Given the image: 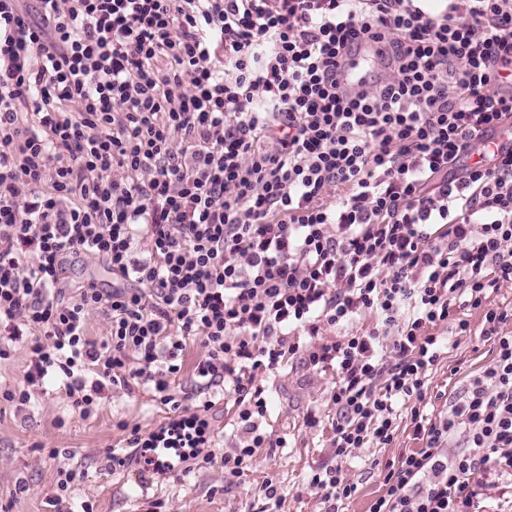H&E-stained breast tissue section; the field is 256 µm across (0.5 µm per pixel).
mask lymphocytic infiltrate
Instances as JSON below:
<instances>
[{
  "label": "lymphocytic infiltrate",
  "instance_id": "lymphocytic-infiltrate-1",
  "mask_svg": "<svg viewBox=\"0 0 512 512\" xmlns=\"http://www.w3.org/2000/svg\"><path fill=\"white\" fill-rule=\"evenodd\" d=\"M362 39L387 51L353 91ZM509 126L512 0L437 16L417 0H0V360L18 344L29 361L0 398L24 408L53 370L84 417L115 387L185 400L157 431L119 421L127 447L231 485L284 445L260 429L258 370L303 355L336 374L337 463L309 483L337 512L356 491L340 459L391 444L438 328L468 335L469 308L493 363L448 410L412 412L423 446L385 465L370 512H475L488 479L512 486ZM75 258L111 288L66 293ZM366 314L378 328L345 332ZM326 326L343 336L321 342ZM192 336L204 352L178 394ZM216 388L237 410L231 455L204 415Z\"/></svg>",
  "mask_w": 512,
  "mask_h": 512
}]
</instances>
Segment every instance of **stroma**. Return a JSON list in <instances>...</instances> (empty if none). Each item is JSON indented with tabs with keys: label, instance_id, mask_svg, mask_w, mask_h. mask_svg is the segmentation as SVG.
Masks as SVG:
<instances>
[{
	"label": "stroma",
	"instance_id": "obj_1",
	"mask_svg": "<svg viewBox=\"0 0 512 512\" xmlns=\"http://www.w3.org/2000/svg\"><path fill=\"white\" fill-rule=\"evenodd\" d=\"M469 320L472 335L450 336L447 350L428 378L425 399L417 408H401L392 443L357 449L343 462L344 476L357 491L340 502V512H369L385 493L383 463L421 448L412 410L434 417L447 409L470 378L492 364L493 345L478 334L480 314L471 313ZM335 381L333 371H316L303 360L290 359L266 378L269 407L261 423L263 431L285 439L284 447L257 449L251 466L234 485L225 484L223 470L213 466L172 472L153 480L145 491L135 466L114 469L107 460L111 451L121 450L124 444L125 434L115 423L124 419L148 432L170 416L169 406L142 389L130 393L117 389L106 393L96 416L85 419L68 405L55 375H48L43 394L25 410L0 399V512H55L52 499L57 472L63 466L83 472L69 491L70 512H146L150 499L163 501L165 512H261L262 488L269 482L281 490L278 512H323L322 498L309 478L312 470L330 460ZM311 407L323 416L316 428L305 423ZM52 448L57 457L49 456Z\"/></svg>",
	"mask_w": 512,
	"mask_h": 512
}]
</instances>
